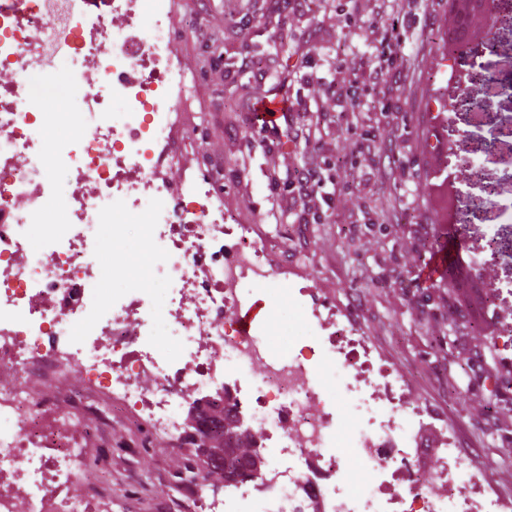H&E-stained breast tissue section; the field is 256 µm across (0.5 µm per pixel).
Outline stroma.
<instances>
[{
    "label": "stroma",
    "mask_w": 512,
    "mask_h": 512,
    "mask_svg": "<svg viewBox=\"0 0 512 512\" xmlns=\"http://www.w3.org/2000/svg\"><path fill=\"white\" fill-rule=\"evenodd\" d=\"M336 6V0H310L307 12L292 15L271 0H168L169 51L187 91L177 107L183 136L165 166L167 183L178 188L190 165L226 180L225 212L278 236L269 265L297 266L302 283L322 300L356 313L380 359L404 377L407 406L430 409L466 448L469 464L486 468L512 499V347L499 341L503 324L512 323V294L499 291L512 282V223L498 219L512 204V93L472 85L484 102L477 125L468 112H441L448 67L436 27L448 19V0H415L408 31L418 46L415 72L391 119L401 135L394 181L370 194L346 190L354 139L343 121H329L316 144L289 138L288 125L301 122L299 113L264 132L250 121L257 101L290 91L321 104L326 83L336 77V56L367 51L373 34L343 26ZM245 53L262 56V75L239 70ZM291 72L297 81L281 90L279 78ZM305 165L321 168L332 200L323 223L300 225L286 238L292 218L283 184ZM443 171L456 176L463 196L448 223L433 185ZM452 235L481 263L487 291L499 295L487 313L468 311L455 285L424 277ZM270 307L266 328L276 344L287 345L290 331L304 326V314L285 295ZM463 355L482 360V375L460 366ZM29 388L62 409L93 397L73 373L40 374ZM108 413L105 421L76 414L71 427L87 438L89 474L111 498L112 512H191L174 488L191 445L155 435L116 408Z\"/></svg>",
    "instance_id": "35a3bbf8"
}]
</instances>
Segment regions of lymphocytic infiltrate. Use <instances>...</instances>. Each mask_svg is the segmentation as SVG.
Listing matches in <instances>:
<instances>
[{"label": "lymphocytic infiltrate", "mask_w": 512, "mask_h": 512, "mask_svg": "<svg viewBox=\"0 0 512 512\" xmlns=\"http://www.w3.org/2000/svg\"><path fill=\"white\" fill-rule=\"evenodd\" d=\"M411 0H346L343 9L347 25L368 28L375 36L373 50L367 55L348 54L336 64L339 82L330 83L325 99L313 107L303 99H293L288 109L304 114L305 121L295 131L296 138L310 139L321 133L329 112L344 116L350 131L356 132L351 164L353 178L367 186L390 179L399 158L396 138H383L380 129L399 111L394 87L409 84L410 55L406 53L404 28L411 15ZM496 17L490 0H457L447 31L441 38L445 45L462 50L479 31L492 30ZM372 108L374 130H364L361 116Z\"/></svg>", "instance_id": "1"}]
</instances>
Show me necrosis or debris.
Listing matches in <instances>:
<instances>
[{"instance_id":"4bbe7bcc","label":"necrosis or debris","mask_w":512,"mask_h":512,"mask_svg":"<svg viewBox=\"0 0 512 512\" xmlns=\"http://www.w3.org/2000/svg\"><path fill=\"white\" fill-rule=\"evenodd\" d=\"M169 41L166 0H0V69L15 75L0 86V366L16 382L0 390V512H112L84 477L87 442L69 413L28 390L38 371L69 368L173 439H184L191 407L208 403L256 428L261 467L224 496L199 498V512H252L259 498L271 512H512L453 436L428 438L435 416L406 410L403 379L357 318L314 288L296 291L309 330L292 333L287 352L268 350L262 326L242 333L245 293L277 273L255 225L225 223L211 179L190 169L175 190L163 179L180 86ZM90 60L103 77L94 89ZM46 70L80 111L32 107L25 79ZM132 216L152 264L123 287H100L105 264L131 265L110 243ZM161 316L175 327V351L155 334ZM326 367L339 393L321 388ZM425 456L447 494L419 486ZM354 458L368 465L366 485L349 478Z\"/></svg>"}]
</instances>
